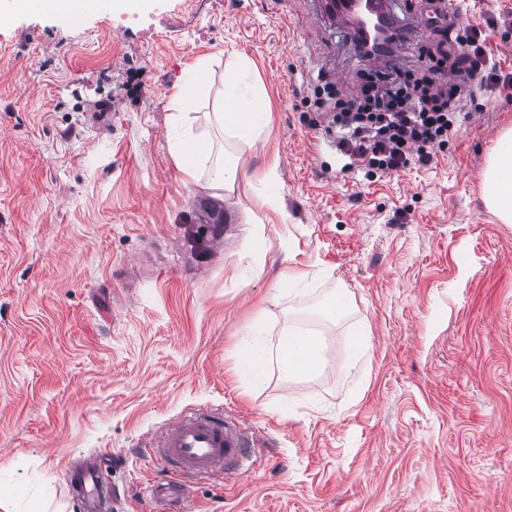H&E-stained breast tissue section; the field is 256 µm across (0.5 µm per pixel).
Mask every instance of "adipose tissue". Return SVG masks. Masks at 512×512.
<instances>
[{
  "label": "adipose tissue",
  "instance_id": "1",
  "mask_svg": "<svg viewBox=\"0 0 512 512\" xmlns=\"http://www.w3.org/2000/svg\"><path fill=\"white\" fill-rule=\"evenodd\" d=\"M213 121L224 140L249 141L261 131L266 121L264 98L255 93L244 98L240 93L237 70L224 75V104L214 113ZM488 187L486 201L503 223H512V130L497 140L485 172ZM329 351L322 337L300 329L283 332L276 348L262 345L250 347L242 356L240 366L261 380L268 364H276L279 373L288 379L313 377L327 363Z\"/></svg>",
  "mask_w": 512,
  "mask_h": 512
}]
</instances>
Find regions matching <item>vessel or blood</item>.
Here are the masks:
<instances>
[{"mask_svg":"<svg viewBox=\"0 0 512 512\" xmlns=\"http://www.w3.org/2000/svg\"><path fill=\"white\" fill-rule=\"evenodd\" d=\"M164 464L186 476L217 479L253 467L250 439L224 421L220 412L198 411L180 417L150 439ZM83 512H105L101 499L109 490L98 466H85L74 488Z\"/></svg>","mask_w":512,"mask_h":512,"instance_id":"b4317fda","label":"vessel or blood"}]
</instances>
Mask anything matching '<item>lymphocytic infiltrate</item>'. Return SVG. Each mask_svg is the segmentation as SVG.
<instances>
[{
    "mask_svg": "<svg viewBox=\"0 0 512 512\" xmlns=\"http://www.w3.org/2000/svg\"><path fill=\"white\" fill-rule=\"evenodd\" d=\"M450 72L448 84L435 87L387 65L367 72L364 84L351 96L343 95L337 84L325 83L316 91V109L331 113L336 148L354 164L382 173L413 160L425 165L433 148L445 146L456 130L465 94L456 74L478 75L483 84L501 80L481 30L471 28L459 39Z\"/></svg>",
    "mask_w": 512,
    "mask_h": 512,
    "instance_id": "obj_1",
    "label": "lymphocytic infiltrate"
}]
</instances>
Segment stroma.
Instances as JSON below:
<instances>
[{"instance_id": "1", "label": "stroma", "mask_w": 512, "mask_h": 512, "mask_svg": "<svg viewBox=\"0 0 512 512\" xmlns=\"http://www.w3.org/2000/svg\"><path fill=\"white\" fill-rule=\"evenodd\" d=\"M429 3L387 0L399 65L427 74L444 38L476 27L512 73V0H458L444 34ZM134 9L144 23L111 26ZM241 58L268 119L228 146L237 179L220 190L215 168L193 182L177 166L172 114L205 62L189 116L213 137L206 115ZM367 68L322 0L0 18V494L14 512H79L66 475L87 458L116 512H155L165 481L190 512H512V224L482 183L512 86L464 102L430 164L375 176L310 108L318 75L353 94ZM339 292L350 305L333 324ZM308 324L330 352L315 378L240 373L256 338ZM356 326L369 346L353 364ZM200 408L254 440L253 470L196 480L141 454Z\"/></svg>"}]
</instances>
